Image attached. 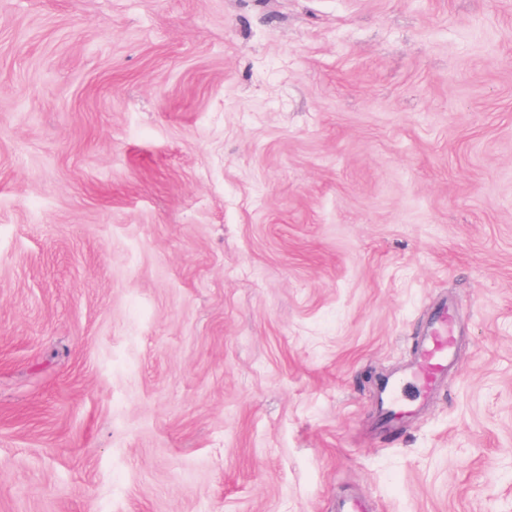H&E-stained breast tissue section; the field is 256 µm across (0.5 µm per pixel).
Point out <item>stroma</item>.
<instances>
[{"mask_svg":"<svg viewBox=\"0 0 512 512\" xmlns=\"http://www.w3.org/2000/svg\"><path fill=\"white\" fill-rule=\"evenodd\" d=\"M346 497L512 512V0H0V512ZM457 337L448 302H440L417 340L414 360L380 380L378 409L385 427H396L405 417L417 415L429 396L448 381V369L457 365Z\"/></svg>","mask_w":512,"mask_h":512,"instance_id":"stroma-1","label":"stroma"}]
</instances>
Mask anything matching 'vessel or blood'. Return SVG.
Instances as JSON below:
<instances>
[{
	"label": "vessel or blood",
	"instance_id": "vessel-or-blood-1",
	"mask_svg": "<svg viewBox=\"0 0 512 512\" xmlns=\"http://www.w3.org/2000/svg\"><path fill=\"white\" fill-rule=\"evenodd\" d=\"M456 344L448 305L439 303L416 343L414 360L379 383L378 409L384 426H398L418 414L429 396L447 382L449 368L457 364Z\"/></svg>",
	"mask_w": 512,
	"mask_h": 512
}]
</instances>
